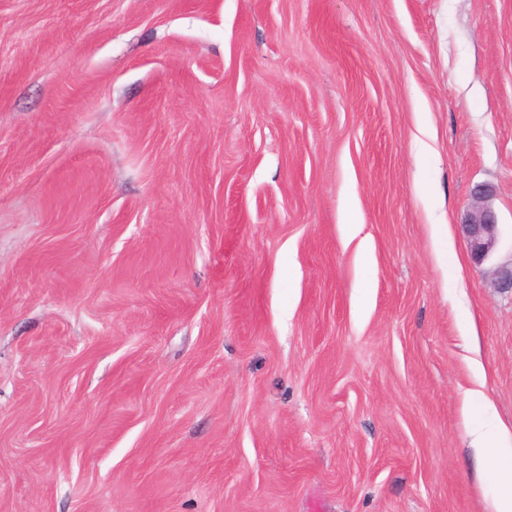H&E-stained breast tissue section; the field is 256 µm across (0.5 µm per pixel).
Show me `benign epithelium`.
Returning <instances> with one entry per match:
<instances>
[{"label":"benign epithelium","mask_w":512,"mask_h":512,"mask_svg":"<svg viewBox=\"0 0 512 512\" xmlns=\"http://www.w3.org/2000/svg\"><path fill=\"white\" fill-rule=\"evenodd\" d=\"M496 190L489 184H479L473 188L474 204L463 214L459 222L461 232L466 237L472 259L483 263L495 249L499 235V223L492 201Z\"/></svg>","instance_id":"7a95c632"}]
</instances>
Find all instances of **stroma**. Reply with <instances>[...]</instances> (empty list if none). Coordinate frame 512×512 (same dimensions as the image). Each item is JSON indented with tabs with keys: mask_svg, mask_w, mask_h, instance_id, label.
<instances>
[{
	"mask_svg": "<svg viewBox=\"0 0 512 512\" xmlns=\"http://www.w3.org/2000/svg\"><path fill=\"white\" fill-rule=\"evenodd\" d=\"M510 264L512 0H0V512H485ZM496 190L492 185L479 184L473 188L474 204L463 214L458 223L466 237L472 259L482 264L495 249L499 235V223L492 201ZM481 403L482 420L473 422L471 412L473 403ZM461 411L467 422V431L471 444L480 454L492 456L498 460L512 461V429L499 419L493 402L478 388L464 393Z\"/></svg>",
	"mask_w": 512,
	"mask_h": 512,
	"instance_id": "stroma-1",
	"label": "stroma"
}]
</instances>
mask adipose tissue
Returning <instances> with one entry per match:
<instances>
[{"mask_svg": "<svg viewBox=\"0 0 512 512\" xmlns=\"http://www.w3.org/2000/svg\"><path fill=\"white\" fill-rule=\"evenodd\" d=\"M475 388L465 392L461 411L468 420L467 431L477 452L502 460L503 466L494 474L496 493L487 501V512H512V429L499 419L493 402L481 390L485 372L479 361H472ZM480 405L482 419L472 422L473 405Z\"/></svg>", "mask_w": 512, "mask_h": 512, "instance_id": "adipose-tissue-1", "label": "adipose tissue"}]
</instances>
